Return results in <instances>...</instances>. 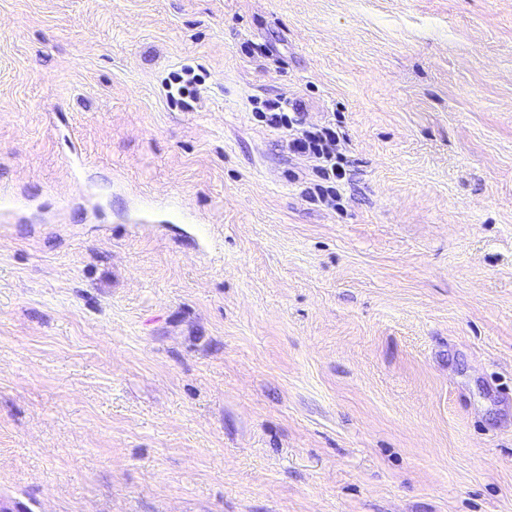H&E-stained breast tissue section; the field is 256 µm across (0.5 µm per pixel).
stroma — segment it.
Masks as SVG:
<instances>
[{
    "instance_id": "1",
    "label": "stroma",
    "mask_w": 512,
    "mask_h": 512,
    "mask_svg": "<svg viewBox=\"0 0 512 512\" xmlns=\"http://www.w3.org/2000/svg\"><path fill=\"white\" fill-rule=\"evenodd\" d=\"M3 197L0 512H512V0H0ZM269 113V116L266 114ZM269 124L277 129L291 131V145L300 153H310L318 159H324L326 166L318 168V173L325 180L330 179V172L336 176H342V169L336 162V153L332 146L336 142V133L331 128L325 127L317 131L301 130L294 128L292 118L285 112H263ZM329 166V167H327ZM330 171V172H329Z\"/></svg>"
}]
</instances>
